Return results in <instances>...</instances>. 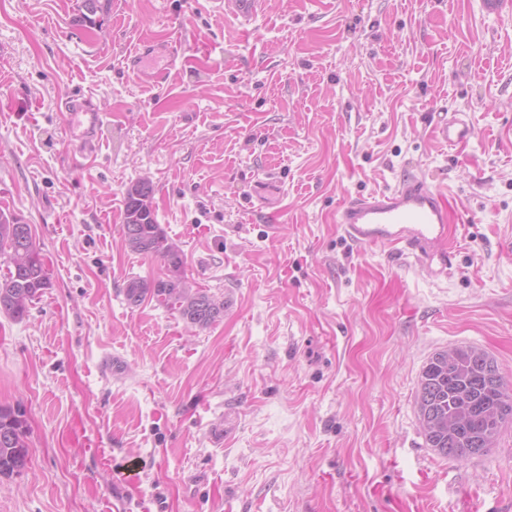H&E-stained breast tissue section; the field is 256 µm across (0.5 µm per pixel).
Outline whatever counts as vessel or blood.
<instances>
[{
  "instance_id": "obj_1",
  "label": "vessel or blood",
  "mask_w": 512,
  "mask_h": 512,
  "mask_svg": "<svg viewBox=\"0 0 512 512\" xmlns=\"http://www.w3.org/2000/svg\"><path fill=\"white\" fill-rule=\"evenodd\" d=\"M60 109L68 117L70 167L94 160L102 113L89 100L75 97L64 99ZM437 131L442 140L457 145L471 136L466 120L457 117L441 118ZM336 222L353 244L407 253L435 278L448 273L452 258L448 205L445 195L424 175L411 174L388 189L350 198L337 210Z\"/></svg>"
}]
</instances>
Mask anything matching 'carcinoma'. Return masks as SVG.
I'll list each match as a JSON object with an SVG mask.
<instances>
[{"label":"carcinoma","mask_w":512,"mask_h":512,"mask_svg":"<svg viewBox=\"0 0 512 512\" xmlns=\"http://www.w3.org/2000/svg\"><path fill=\"white\" fill-rule=\"evenodd\" d=\"M152 199L150 180L128 187L122 234L132 251L161 257L168 274L129 280L126 300L137 306L153 299L191 326L206 328L223 314L224 303L186 287L184 254L157 224ZM50 286V273L31 226L0 210V312L23 318L33 300ZM417 406L427 447L442 457L468 461L487 454L501 430L512 424V387L489 352L454 345L435 352L424 365ZM26 435L25 410L0 404V476L26 468Z\"/></svg>","instance_id":"carcinoma-1"}]
</instances>
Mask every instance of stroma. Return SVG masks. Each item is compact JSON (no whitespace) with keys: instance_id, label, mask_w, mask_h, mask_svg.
Wrapping results in <instances>:
<instances>
[{"instance_id":"stroma-1","label":"stroma","mask_w":512,"mask_h":512,"mask_svg":"<svg viewBox=\"0 0 512 512\" xmlns=\"http://www.w3.org/2000/svg\"><path fill=\"white\" fill-rule=\"evenodd\" d=\"M0 0V209L51 288L0 313V402L29 463L0 512H512V426L484 456L425 445L420 374L475 345L512 384V0ZM167 70L156 83L158 70ZM72 95L104 115L67 166ZM469 121L445 143L439 113ZM425 174L447 188L453 267L351 244L349 198ZM154 187L210 327L148 299L124 196ZM259 2V0H227L223 4L222 0H214L212 3L220 11L223 8L226 10L227 4H231L230 8L234 16L240 18L242 24H249L256 15Z\"/></svg>"}]
</instances>
